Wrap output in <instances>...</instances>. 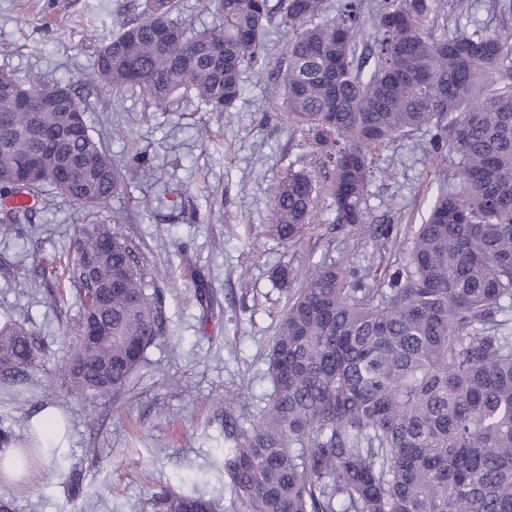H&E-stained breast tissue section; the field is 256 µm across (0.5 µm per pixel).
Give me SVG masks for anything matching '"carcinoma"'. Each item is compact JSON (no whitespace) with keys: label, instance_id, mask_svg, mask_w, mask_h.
<instances>
[{"label":"carcinoma","instance_id":"obj_1","mask_svg":"<svg viewBox=\"0 0 512 512\" xmlns=\"http://www.w3.org/2000/svg\"><path fill=\"white\" fill-rule=\"evenodd\" d=\"M220 27L189 32L180 0L128 9L98 51L87 81L137 89L161 111L191 94L231 112L243 67L280 83V110L304 130L328 170L336 223L381 243L393 225L368 223L375 153L422 132L440 158L427 216L407 261L378 267L331 261L296 273L269 352L265 408L224 424V478L246 512H512V29L436 33L440 0H279L288 40L273 69L263 54L268 0H208ZM174 38L160 43L155 24ZM373 42L360 50L366 24ZM0 199L45 183L87 207L118 195L124 175L90 133L14 186L43 151L40 133L64 124L41 108L36 78L0 72ZM317 179L288 169L272 187L270 233L296 241L312 219ZM32 207L0 206V231ZM63 277L80 321L70 337L69 391L124 388L162 333L133 247L104 224L79 230ZM107 337L85 340L93 315ZM40 351L35 330L0 326L1 372L19 378ZM155 512H212L210 502L164 487Z\"/></svg>","mask_w":512,"mask_h":512}]
</instances>
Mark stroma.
I'll return each mask as SVG.
<instances>
[{"label":"stroma","mask_w":512,"mask_h":512,"mask_svg":"<svg viewBox=\"0 0 512 512\" xmlns=\"http://www.w3.org/2000/svg\"><path fill=\"white\" fill-rule=\"evenodd\" d=\"M445 6L438 26L463 31L512 28V12L491 0ZM127 0H0V72L70 85L93 137L112 161L128 165L145 152L153 176L128 174L121 194L87 211L44 185L32 216L44 261L68 252L79 225L116 226L138 254L149 290L160 300L164 331L146 350L128 388L94 396L68 392L63 367L78 314L68 301L59 316L44 301L45 281L19 254L25 235L0 236V320L26 319L42 351L21 382L0 379V428L23 433L21 420L51 405L68 417L69 446L51 460L33 459L15 512H153L158 484L209 500L213 512H243L224 480V405L256 414L271 391L267 352L290 275L322 261L364 266L404 263L425 216L438 169L428 138L398 139L377 153L369 187L371 216L394 220L395 238L379 244L335 224L332 199L321 194L296 244L269 235L270 188L289 164L308 154L301 131L279 110L272 82L241 74L236 111H206L193 96L157 111L138 92L89 86L84 77L112 35ZM120 123L124 135L112 134ZM80 478L79 495L68 490Z\"/></svg>","instance_id":"obj_1"}]
</instances>
